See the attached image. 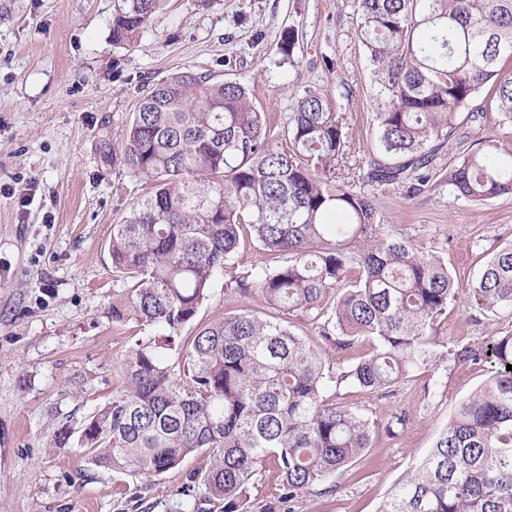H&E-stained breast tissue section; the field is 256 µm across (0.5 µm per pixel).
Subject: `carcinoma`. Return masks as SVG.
<instances>
[{"mask_svg": "<svg viewBox=\"0 0 512 512\" xmlns=\"http://www.w3.org/2000/svg\"><path fill=\"white\" fill-rule=\"evenodd\" d=\"M117 2L112 42L131 47L167 0ZM355 8L384 100L381 153L359 170L361 183L427 185L459 113L486 111L474 102L488 85L496 111L512 121V72L500 66L512 58V0H356ZM297 42L290 29L278 51L291 58ZM466 138L470 149L448 184L477 203L512 195V143L474 131ZM118 149L112 159L153 186L112 225L120 287L110 317L156 335L128 352L112 400L77 431L59 426L53 445L77 446L93 465L134 478L204 452L207 467L184 491L189 512H207L212 501L248 512L252 490L262 494L261 512L335 492L336 476L372 448L379 426L329 389L349 382L380 391L440 366L436 329L462 286L442 260L384 223L366 192L339 180L350 143L320 88H303L278 130L247 85L180 72L143 94ZM246 240L281 258L252 263L227 283L261 313L247 307L181 336ZM472 294L488 309L512 308V244L493 254ZM294 317L338 353L361 337L374 350L335 366L290 329ZM452 356L488 363L491 373L379 512H512V330Z\"/></svg>", "mask_w": 512, "mask_h": 512, "instance_id": "1", "label": "carcinoma"}]
</instances>
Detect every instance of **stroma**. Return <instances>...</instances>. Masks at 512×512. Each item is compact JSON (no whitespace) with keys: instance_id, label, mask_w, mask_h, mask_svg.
Here are the masks:
<instances>
[{"instance_id":"1","label":"stroma","mask_w":512,"mask_h":512,"mask_svg":"<svg viewBox=\"0 0 512 512\" xmlns=\"http://www.w3.org/2000/svg\"><path fill=\"white\" fill-rule=\"evenodd\" d=\"M114 0H0V512H178L192 471L206 455L161 477L135 480L90 464L79 448H55L54 430L80 428L124 383L123 361L136 323L110 318L115 274L112 226L150 185L131 176L112 146L150 84L191 70L247 84L257 109L281 124L302 86L322 87L351 143L349 169L379 150L381 102L373 66L358 39L353 0H169L133 47L112 42ZM299 32L293 57L277 43ZM423 190L371 188L385 223L418 251L442 257L460 283L512 243V196L476 204L456 196L448 172L469 144L464 132L512 141L500 113L458 116ZM31 202L18 207L14 197ZM244 263L211 284L199 323L234 314L226 287ZM512 326V309L489 312L461 292L438 327L440 351L475 344ZM485 363L442 362L395 386L368 392L342 383L337 402L394 434L344 469L331 495L304 494L294 512H378L406 471L420 463L457 404L481 386Z\"/></svg>"}]
</instances>
